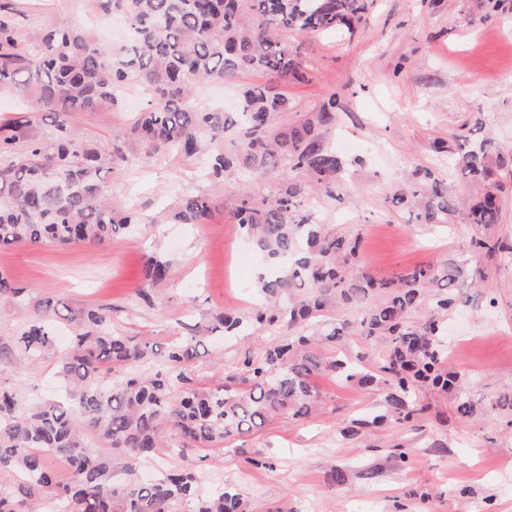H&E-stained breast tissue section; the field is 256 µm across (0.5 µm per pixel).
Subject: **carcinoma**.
I'll return each mask as SVG.
<instances>
[{
    "mask_svg": "<svg viewBox=\"0 0 512 512\" xmlns=\"http://www.w3.org/2000/svg\"><path fill=\"white\" fill-rule=\"evenodd\" d=\"M12 2L0 0V88L20 93L32 115L0 121V249L22 243L96 247L137 233L138 215L104 186L106 178L122 173L132 153L204 158L219 190L228 175L261 178L282 167L274 195L261 201L235 197L224 205L268 261L256 278L265 303L252 321L285 327L288 338L246 356L224 382L201 387L190 363L202 337L170 347L164 368L139 372L136 367L156 355L149 340L112 331V318L101 308L75 311L37 301L18 334L0 342V365L38 362L53 346L56 325L72 324L73 343L60 373L73 403L26 405L0 383V469L17 475L14 484L0 486V512H36L30 501L44 493L63 512H175L179 505L189 506L188 512H242L240 493L203 496L196 474L178 467L150 482L134 476L116 481L113 457L92 453L85 435L121 456L147 457L168 431L176 434L172 447L182 452L257 431L276 416L306 417L319 402L314 378L376 382L351 361L319 351L320 342L352 333L382 347L387 394L381 411L353 421L345 434L370 433L392 418L412 419L415 390L451 394L458 419L475 417L464 376L443 365L441 316L455 306L457 289L483 287L484 274L471 256L512 255V243L474 236L439 264L377 279L364 270L359 238L313 222L305 209L313 184L332 200L344 199V165L325 140L336 125V99L288 123V99L275 83L299 77L304 52L283 33L352 34L368 10L366 0H88L98 14L123 19L131 41L106 44L80 25L51 26L36 31L32 49L19 35ZM243 70L264 71L271 82L245 87L233 112L199 110L192 103L196 84L224 82ZM132 81L152 93L149 107L113 137L110 150H102L70 116L113 106ZM41 125L49 131L39 133ZM228 133L237 142L231 153L224 151ZM456 171L486 187L466 208L448 182L428 170L407 177L391 205L419 224H446L462 209L475 227L499 223V169L488 143L462 154ZM297 173L307 179H296ZM212 204L208 195L185 194L170 220L203 224ZM169 273L167 262L148 258V281L161 282ZM25 299L26 290L0 272V308ZM330 309L355 310L359 317L329 323L323 317ZM248 325L221 313L206 335L235 336ZM57 458L68 466L66 480L54 466Z\"/></svg>",
    "mask_w": 512,
    "mask_h": 512,
    "instance_id": "obj_1",
    "label": "carcinoma"
}]
</instances>
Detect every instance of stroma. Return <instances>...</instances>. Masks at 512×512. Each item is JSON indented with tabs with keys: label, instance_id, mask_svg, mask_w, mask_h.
<instances>
[{
	"label": "stroma",
	"instance_id": "stroma-1",
	"mask_svg": "<svg viewBox=\"0 0 512 512\" xmlns=\"http://www.w3.org/2000/svg\"><path fill=\"white\" fill-rule=\"evenodd\" d=\"M23 4L36 15L22 22L25 38L39 25L91 24L108 42L126 26L119 18L94 24L87 0ZM303 44L302 78L278 90L292 105L293 121L336 98V125L326 138L349 165L350 203L331 201L316 188L307 199L321 222L359 236L365 268L378 278L456 251L476 232L462 215L447 227L418 224L387 198L414 171L427 168L472 200L483 188L457 175L458 155L489 138L496 152L512 157V0H369L367 19L354 35H312ZM263 80L245 71L227 84H205L194 103H232L241 86ZM149 99L134 83L116 107L79 112L73 121L106 148ZM437 141L446 152L435 151ZM106 190L154 223V230L93 249L20 245L1 251L0 272L29 288L31 301L0 315V340L26 324L33 302L49 298L76 310L111 308L113 331L150 339L161 351L190 329H204L216 313L252 314L261 258L241 256L244 235L223 206L204 224L168 219L181 195L210 192L200 161L133 155ZM152 255L171 264L168 280L153 286L143 275ZM478 263L488 275L483 292L461 289V303L445 315L443 327L447 345L456 348L449 366L465 373L468 393L488 405L512 392V258L482 257ZM145 288L152 303L137 296ZM72 336L70 325L60 324L52 351L35 368L0 369V380L13 383L29 403H71L59 357ZM282 337L276 328H252L243 336L205 338L192 361L198 384L217 383L245 354ZM316 387L321 404L309 417H279L218 447L180 456L161 448L150 458L128 460L127 470H116L115 477L124 479L129 470L155 476L177 465L201 481L236 489L244 512H473L477 506L512 512V428L481 418L461 422L452 396L419 391L414 398L422 412L414 421L347 438L344 427L384 404V388L332 377L318 379ZM401 446L411 463L398 460ZM334 467L343 471L344 483L329 480ZM420 488L428 490V499L415 497Z\"/></svg>",
	"mask_w": 512,
	"mask_h": 512
}]
</instances>
